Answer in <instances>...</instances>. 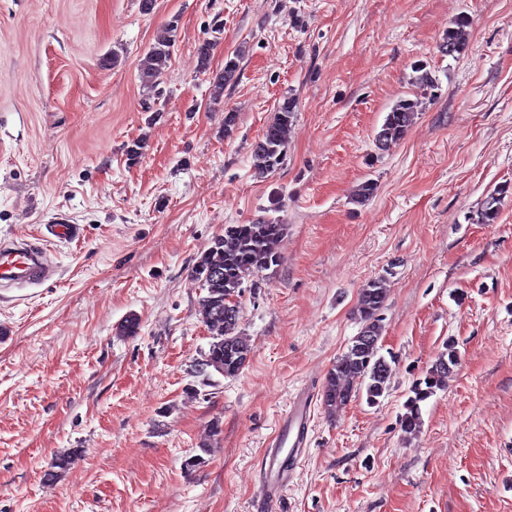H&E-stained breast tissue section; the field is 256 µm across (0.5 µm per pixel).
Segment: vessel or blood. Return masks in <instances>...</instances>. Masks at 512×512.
I'll return each instance as SVG.
<instances>
[{"instance_id": "b4317fda", "label": "vessel or blood", "mask_w": 512, "mask_h": 512, "mask_svg": "<svg viewBox=\"0 0 512 512\" xmlns=\"http://www.w3.org/2000/svg\"><path fill=\"white\" fill-rule=\"evenodd\" d=\"M49 239L72 240L81 234L80 225L65 217L51 219L46 226ZM47 245H33L29 240L0 244V287L22 288L51 281L57 274L49 259ZM311 402L297 398L282 420L269 454L274 469L261 472L258 478L259 500L265 512H274L281 490L296 469L308 443Z\"/></svg>"}]
</instances>
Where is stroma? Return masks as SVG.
I'll return each mask as SVG.
<instances>
[{"label": "stroma", "mask_w": 512, "mask_h": 512, "mask_svg": "<svg viewBox=\"0 0 512 512\" xmlns=\"http://www.w3.org/2000/svg\"><path fill=\"white\" fill-rule=\"evenodd\" d=\"M461 16L468 44L451 56ZM170 23L153 91L140 63ZM206 40L211 71L239 57L216 101ZM414 96L405 137L377 147ZM286 97L285 159L258 175L253 148ZM494 193L498 219L480 223ZM58 215L84 235L52 244L55 281L0 289V512H255L268 445L304 392L311 439L284 512H512V0H0V241ZM259 219L286 231L280 265L240 298L251 357L205 386L191 270L225 225ZM371 279L387 290L389 387L331 416L323 382ZM451 340L448 387L406 434L411 389ZM467 20L465 18L457 19L448 31L442 44V50L448 55L454 56L460 54L466 47ZM418 98H403L398 100L387 113L381 129L376 135L378 144L400 140L411 126L418 108Z\"/></svg>", "instance_id": "35a3bbf8"}]
</instances>
